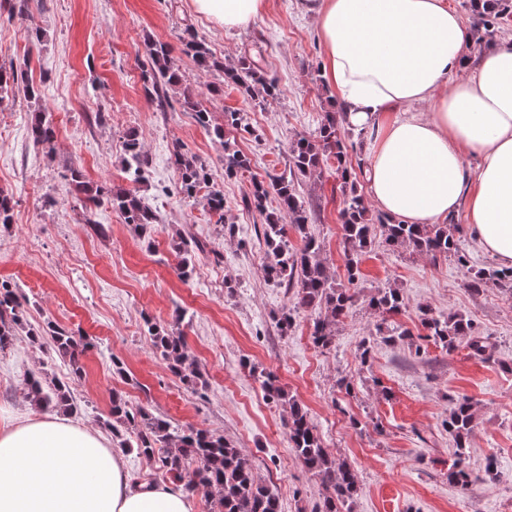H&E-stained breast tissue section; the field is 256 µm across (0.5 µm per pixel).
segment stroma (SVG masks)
Returning a JSON list of instances; mask_svg holds the SVG:
<instances>
[{
  "instance_id": "35a3bbf8",
  "label": "stroma",
  "mask_w": 512,
  "mask_h": 512,
  "mask_svg": "<svg viewBox=\"0 0 512 512\" xmlns=\"http://www.w3.org/2000/svg\"><path fill=\"white\" fill-rule=\"evenodd\" d=\"M266 2L261 18L234 30L197 14L192 0H29L22 16L0 7V64H27L56 129L54 151L45 153L30 136V102L19 96L0 104V189L15 200L12 224L0 226V281L17 285L24 304V327L0 352V408L21 419L35 415L23 396L31 372L68 384L81 406L79 420L99 429L117 393L172 424L224 436L248 454L281 512H316L323 486L290 448L288 412L267 398L265 370L307 409L325 447L355 471L352 512H512L511 294L496 286L472 293L455 259L389 248L377 231L330 348L312 344L315 312L299 311L288 334L276 326L293 292L266 279L263 219L242 199L252 179L287 170L290 141L316 135L332 103L313 19L300 0ZM187 28L219 60L251 56L277 78L278 95L259 106L224 85L220 73L200 71L182 52ZM148 38L169 45L181 74L179 89L161 103L147 92ZM215 84L223 94L210 95ZM186 91L210 111L211 128L183 110ZM230 110L245 111L249 128H225L216 138L212 128L223 126ZM131 130L150 159L135 185L158 215L148 238L108 205L94 208L92 224H85L70 179L77 168L92 183L126 184L124 139ZM228 142L250 159V175L225 177ZM178 144L207 164L223 190V223L210 221L204 198L178 192ZM296 192L323 262L343 277L338 178L328 170L304 179ZM179 234L208 247L186 280L172 247ZM383 288L399 289L404 303L386 319L369 306ZM425 309L467 315L490 338V355L417 344ZM149 319L182 335L206 389L173 374L151 345ZM384 319L409 338L377 336ZM51 323L91 341L77 364L53 351ZM366 340L372 351L364 363ZM462 395L476 408L471 467L483 470L491 458L502 473L465 496L448 481L454 448L443 427L451 398Z\"/></svg>"
}]
</instances>
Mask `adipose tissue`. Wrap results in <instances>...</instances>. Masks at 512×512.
Returning a JSON list of instances; mask_svg holds the SVG:
<instances>
[{
    "instance_id": "obj_1",
    "label": "adipose tissue",
    "mask_w": 512,
    "mask_h": 512,
    "mask_svg": "<svg viewBox=\"0 0 512 512\" xmlns=\"http://www.w3.org/2000/svg\"><path fill=\"white\" fill-rule=\"evenodd\" d=\"M227 29L266 0H193ZM345 126L364 130L369 199L404 224L464 212L480 250L512 268V37L469 48L448 0H302ZM478 158L469 170L466 157ZM184 485L134 481L95 429L0 417V512H193Z\"/></svg>"
}]
</instances>
